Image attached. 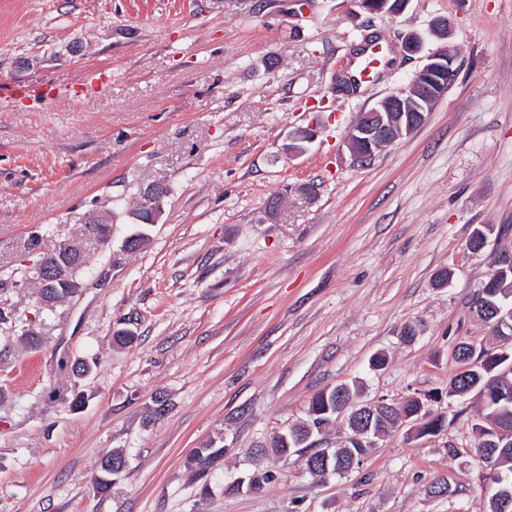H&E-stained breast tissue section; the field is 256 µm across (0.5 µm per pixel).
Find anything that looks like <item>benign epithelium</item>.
<instances>
[{
    "mask_svg": "<svg viewBox=\"0 0 512 512\" xmlns=\"http://www.w3.org/2000/svg\"><path fill=\"white\" fill-rule=\"evenodd\" d=\"M354 3L369 14L397 16L406 9L408 0H354ZM453 73V57L441 48L429 53L426 63L415 72L407 86L360 113L346 137L351 157L357 162L366 161L383 147L411 135L447 89ZM311 138L309 131H297L286 150L290 154H301ZM36 270L42 287L40 301L44 305L52 306L70 299L82 288L81 283L71 279L69 265L57 257L41 258Z\"/></svg>",
    "mask_w": 512,
    "mask_h": 512,
    "instance_id": "obj_1",
    "label": "benign epithelium"
}]
</instances>
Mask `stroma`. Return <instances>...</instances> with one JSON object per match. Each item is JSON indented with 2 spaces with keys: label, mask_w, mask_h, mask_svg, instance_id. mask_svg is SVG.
<instances>
[{
  "label": "stroma",
  "mask_w": 512,
  "mask_h": 512,
  "mask_svg": "<svg viewBox=\"0 0 512 512\" xmlns=\"http://www.w3.org/2000/svg\"><path fill=\"white\" fill-rule=\"evenodd\" d=\"M367 31L392 65L337 91ZM407 34L421 53L403 56ZM441 45L457 75L423 124L354 162L359 113ZM107 211L108 241L82 240ZM485 224L489 249H512V0H410L398 16L352 0H0V512H486L482 405L448 395L456 340L497 344L470 307L489 258L466 243ZM136 233L146 245L127 252ZM77 241L85 288L40 306L37 260ZM117 328L133 341L114 344ZM77 359L95 363L79 380ZM352 380L366 402L432 396L448 424L391 431L324 483L298 457L248 456ZM210 440L225 452L203 485L187 460ZM116 448L126 468L98 494ZM256 470L261 490L236 489Z\"/></svg>",
  "instance_id": "stroma-1"
}]
</instances>
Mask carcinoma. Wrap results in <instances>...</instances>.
I'll list each match as a JSON object with an SVG mask.
<instances>
[{"label":"carcinoma","mask_w":512,"mask_h":512,"mask_svg":"<svg viewBox=\"0 0 512 512\" xmlns=\"http://www.w3.org/2000/svg\"><path fill=\"white\" fill-rule=\"evenodd\" d=\"M66 250L67 247L61 246L55 255L72 263L71 276L76 279L87 265L86 255L76 253L69 257L65 255ZM471 307L488 324L500 316L512 322V268L506 266L491 269L484 287L473 298ZM493 331L499 336V345L494 348L466 337L457 342L454 348L457 373L449 382L448 396L465 397L474 394L481 399L484 413L473 424L476 433L475 452L482 459L492 460L498 472L512 477V443L497 447L481 441V435L491 430V425L498 421L508 423L512 429V326L501 329L495 326ZM358 395L359 387L347 383L320 391L308 407L307 419L279 434L274 439L272 451L281 457H302L307 472L319 479L326 469L332 474L346 472L368 452V446L352 439L363 423L369 425L371 432L377 436L386 435L403 418L414 423L422 436L440 431L447 423V418L432 412L428 397L409 396L399 403L382 400L378 406L361 404L357 407L359 415L348 421L350 438L341 447L327 450L318 447L315 443V437L320 435L317 426L336 421V409L341 399L352 401ZM107 456L112 459V463L100 462L99 474L94 478V490L98 493L108 491L113 478L126 466L122 451L113 450ZM223 456L224 446L216 441L198 449L196 463L191 466L196 479L207 480L213 464Z\"/></svg>","instance_id":"carcinoma-1"}]
</instances>
